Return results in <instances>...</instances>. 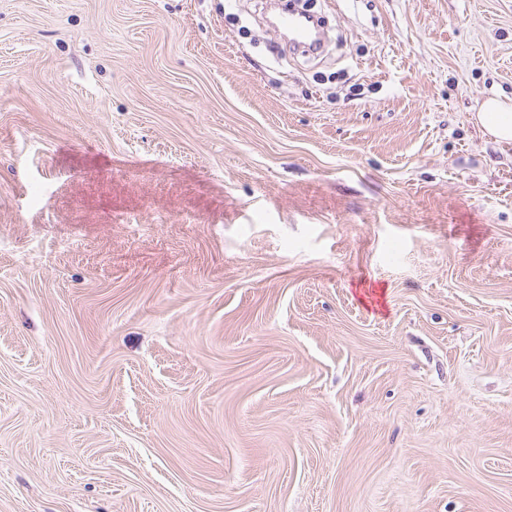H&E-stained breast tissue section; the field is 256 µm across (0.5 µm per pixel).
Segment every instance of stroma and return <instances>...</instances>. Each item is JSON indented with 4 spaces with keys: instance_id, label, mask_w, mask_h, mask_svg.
I'll return each instance as SVG.
<instances>
[{
    "instance_id": "obj_1",
    "label": "stroma",
    "mask_w": 512,
    "mask_h": 512,
    "mask_svg": "<svg viewBox=\"0 0 512 512\" xmlns=\"http://www.w3.org/2000/svg\"><path fill=\"white\" fill-rule=\"evenodd\" d=\"M0 0V512H512V0ZM277 29L288 38H284L289 45L302 49L308 53L320 50L324 45L321 33L314 25L311 16L297 15L293 11H282L278 16ZM319 40V41H318ZM486 133L498 140H512V103L490 98L485 100L476 114Z\"/></svg>"
}]
</instances>
